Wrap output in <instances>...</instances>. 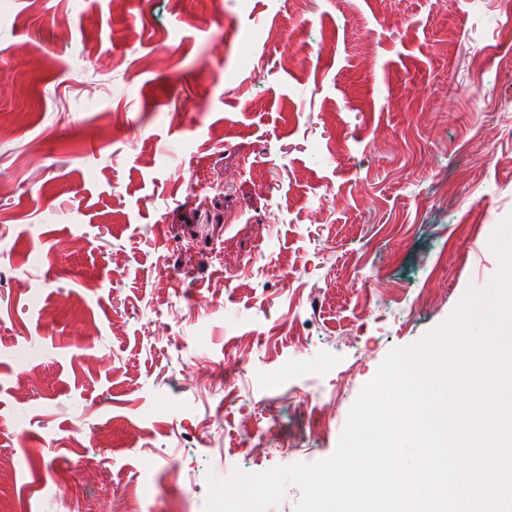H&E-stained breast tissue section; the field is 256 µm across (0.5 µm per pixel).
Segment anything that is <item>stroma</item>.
Wrapping results in <instances>:
<instances>
[{
  "label": "stroma",
  "instance_id": "obj_1",
  "mask_svg": "<svg viewBox=\"0 0 512 512\" xmlns=\"http://www.w3.org/2000/svg\"><path fill=\"white\" fill-rule=\"evenodd\" d=\"M505 22L503 0H0V512H206L209 478L330 457L389 351L499 269Z\"/></svg>",
  "mask_w": 512,
  "mask_h": 512
}]
</instances>
